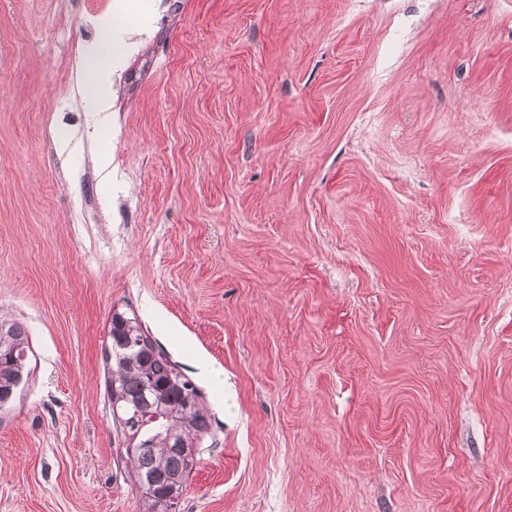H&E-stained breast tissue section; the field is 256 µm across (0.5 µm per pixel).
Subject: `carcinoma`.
Segmentation results:
<instances>
[{"instance_id": "obj_1", "label": "carcinoma", "mask_w": 512, "mask_h": 512, "mask_svg": "<svg viewBox=\"0 0 512 512\" xmlns=\"http://www.w3.org/2000/svg\"><path fill=\"white\" fill-rule=\"evenodd\" d=\"M28 350L24 327L0 319V407L13 398L18 377L26 371ZM108 351L110 406L145 413L160 407L166 415L160 423L145 426L134 446H125L133 462V483L153 481L160 490L172 478L187 481L197 459L184 456L176 444L210 430L200 390L135 317L111 322Z\"/></svg>"}]
</instances>
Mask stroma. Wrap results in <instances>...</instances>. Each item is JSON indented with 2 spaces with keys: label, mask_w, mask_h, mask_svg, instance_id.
<instances>
[{
  "label": "stroma",
  "mask_w": 512,
  "mask_h": 512,
  "mask_svg": "<svg viewBox=\"0 0 512 512\" xmlns=\"http://www.w3.org/2000/svg\"><path fill=\"white\" fill-rule=\"evenodd\" d=\"M116 312L211 414L179 512H512V0H0V512H137ZM103 41L111 51L103 61H89L85 66L84 81L88 93L97 105L104 107L111 92L110 74L112 73V15L100 21ZM28 350L24 327L17 322L0 319V407L6 406L13 398L18 377L26 371Z\"/></svg>",
  "instance_id": "1"
}]
</instances>
